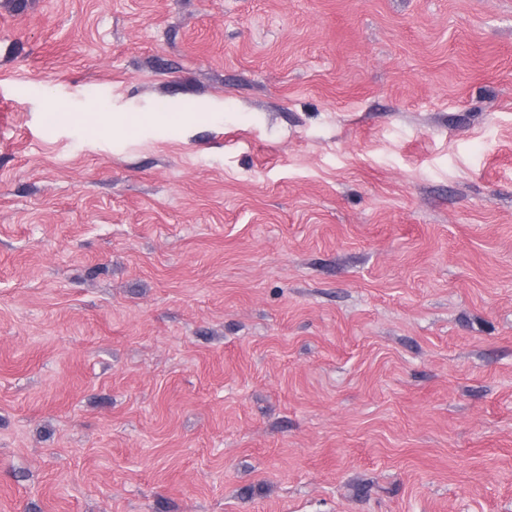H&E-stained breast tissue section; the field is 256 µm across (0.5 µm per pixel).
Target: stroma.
Instances as JSON below:
<instances>
[{"instance_id":"stroma-1","label":"stroma","mask_w":512,"mask_h":512,"mask_svg":"<svg viewBox=\"0 0 512 512\" xmlns=\"http://www.w3.org/2000/svg\"><path fill=\"white\" fill-rule=\"evenodd\" d=\"M0 512H512V0H0Z\"/></svg>"}]
</instances>
